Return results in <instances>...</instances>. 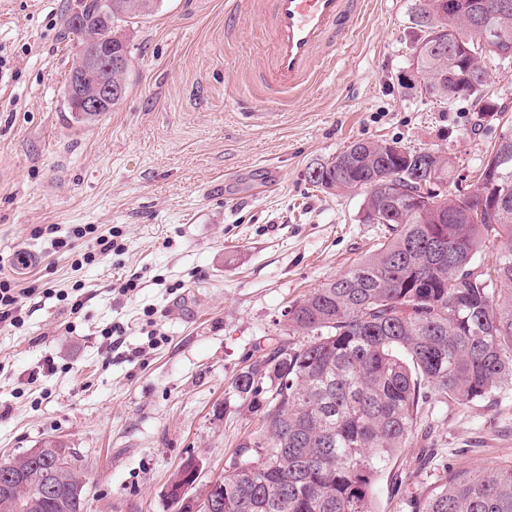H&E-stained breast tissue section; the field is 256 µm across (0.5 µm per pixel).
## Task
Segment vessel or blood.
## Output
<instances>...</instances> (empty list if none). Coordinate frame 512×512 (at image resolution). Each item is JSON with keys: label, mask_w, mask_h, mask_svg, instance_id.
<instances>
[{"label": "vessel or blood", "mask_w": 512, "mask_h": 512, "mask_svg": "<svg viewBox=\"0 0 512 512\" xmlns=\"http://www.w3.org/2000/svg\"><path fill=\"white\" fill-rule=\"evenodd\" d=\"M274 51L264 67L268 88L292 93L331 63V51L355 31L365 0H269Z\"/></svg>", "instance_id": "vessel-or-blood-1"}]
</instances>
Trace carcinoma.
Returning <instances> with one entry per match:
<instances>
[{
  "instance_id": "cac0c4a2",
  "label": "carcinoma",
  "mask_w": 512,
  "mask_h": 512,
  "mask_svg": "<svg viewBox=\"0 0 512 512\" xmlns=\"http://www.w3.org/2000/svg\"><path fill=\"white\" fill-rule=\"evenodd\" d=\"M80 14L100 21L103 0H82ZM448 36L471 35L473 17L496 29L495 50L475 55L429 44L440 27L432 0H419L414 22L419 83L433 96L467 97L480 110L482 61L512 57V10L501 0H454ZM156 0H112L98 38L129 58L122 24L150 15ZM385 140L352 142L308 175L336 194L366 190L363 223L385 224L388 237L345 274L295 302L287 313L292 339L242 371L236 390L249 401L256 429L241 439L239 462L224 472L222 512H376L378 477L417 432L424 406H467L512 385V134L490 159L507 157L505 186L476 182L427 202L428 186L399 174L437 168L438 152L389 153ZM446 245L435 253L430 240ZM492 261H480L484 251ZM11 459L17 479L0 485V512H90L82 456L56 465L48 448ZM54 496L36 489L47 474ZM410 512H512V459L488 468L443 469Z\"/></svg>"
}]
</instances>
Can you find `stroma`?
<instances>
[{"instance_id": "35a3bbf8", "label": "stroma", "mask_w": 512, "mask_h": 512, "mask_svg": "<svg viewBox=\"0 0 512 512\" xmlns=\"http://www.w3.org/2000/svg\"><path fill=\"white\" fill-rule=\"evenodd\" d=\"M225 2L158 0L131 20L127 92L82 121L64 95L79 0H0V276L39 288L20 324L0 327V460L47 439L77 448L91 512H170L164 489L189 456L206 481L232 468L256 425L238 374L287 340L290 305L382 243L364 190L317 191L311 165L355 140L396 141L448 157L455 187L512 128V59L487 63L494 111L420 91L416 0H366L333 66L284 97L259 77L266 0H235L229 38ZM50 224L116 228L124 249L72 271L34 233ZM27 249L37 259L18 267ZM131 276L133 296L113 292ZM430 453L457 468L512 457V387L430 409L389 467L407 483L380 480L377 512H408L436 477Z\"/></svg>"}]
</instances>
